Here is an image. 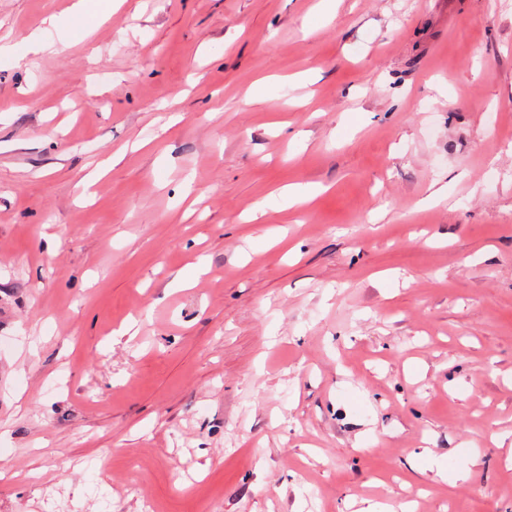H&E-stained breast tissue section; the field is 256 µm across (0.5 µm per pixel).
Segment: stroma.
I'll return each instance as SVG.
<instances>
[{"label":"stroma","instance_id":"stroma-1","mask_svg":"<svg viewBox=\"0 0 512 512\" xmlns=\"http://www.w3.org/2000/svg\"><path fill=\"white\" fill-rule=\"evenodd\" d=\"M21 37L0 512H512V0H0Z\"/></svg>","mask_w":512,"mask_h":512}]
</instances>
